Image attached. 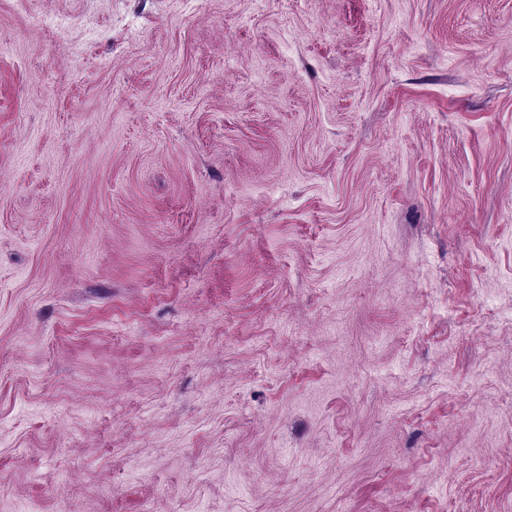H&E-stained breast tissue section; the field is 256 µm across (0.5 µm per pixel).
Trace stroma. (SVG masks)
I'll return each instance as SVG.
<instances>
[{
	"mask_svg": "<svg viewBox=\"0 0 512 512\" xmlns=\"http://www.w3.org/2000/svg\"><path fill=\"white\" fill-rule=\"evenodd\" d=\"M0 512H512V0H0Z\"/></svg>",
	"mask_w": 512,
	"mask_h": 512,
	"instance_id": "1",
	"label": "stroma"
}]
</instances>
